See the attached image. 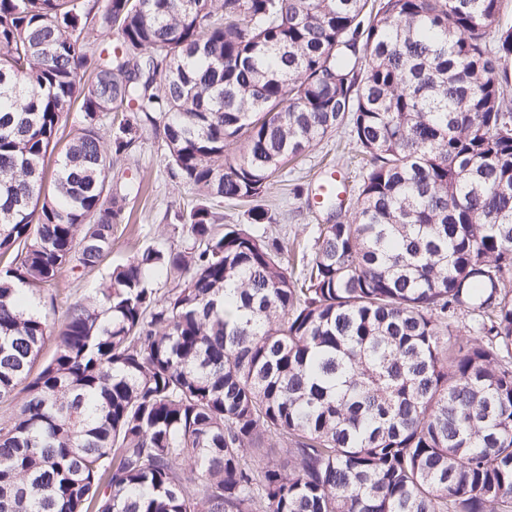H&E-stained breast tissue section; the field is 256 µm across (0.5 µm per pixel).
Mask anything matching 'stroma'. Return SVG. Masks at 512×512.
I'll list each match as a JSON object with an SVG mask.
<instances>
[{"label":"stroma","mask_w":512,"mask_h":512,"mask_svg":"<svg viewBox=\"0 0 512 512\" xmlns=\"http://www.w3.org/2000/svg\"><path fill=\"white\" fill-rule=\"evenodd\" d=\"M167 150L161 138L144 133L134 159L117 160L112 180L120 185L128 180L142 182L140 194L126 201L128 223L119 225L113 235L112 252L93 271L76 275L64 272L65 293L71 299L93 296L103 287L113 265L125 262L136 252L151 246L158 249L184 248L191 241L186 233L175 229V212L186 208L193 192L171 177L166 167ZM339 173L348 190H356L362 181V170L349 142L347 128H339L312 147L298 169L282 172L270 187L265 204L274 217L273 223L255 225L256 233H267L280 239L285 256L311 252L322 225L334 223L336 216L312 205L309 192L330 173Z\"/></svg>","instance_id":"35a3bbf8"}]
</instances>
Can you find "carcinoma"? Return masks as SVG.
Returning a JSON list of instances; mask_svg holds the SVG:
<instances>
[{"mask_svg":"<svg viewBox=\"0 0 512 512\" xmlns=\"http://www.w3.org/2000/svg\"><path fill=\"white\" fill-rule=\"evenodd\" d=\"M502 2L0 0V398L25 382L0 512H512ZM340 127L366 173L295 278L251 225ZM148 130L192 245L138 251L56 326Z\"/></svg>","mask_w":512,"mask_h":512,"instance_id":"carcinoma-1","label":"carcinoma"}]
</instances>
